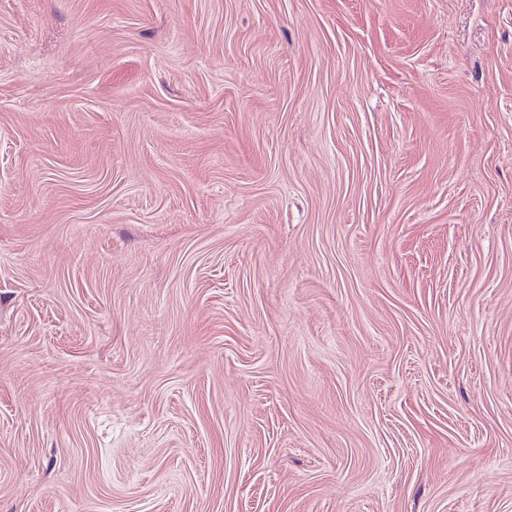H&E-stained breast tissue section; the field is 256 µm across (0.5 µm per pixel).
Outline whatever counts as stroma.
I'll return each instance as SVG.
<instances>
[{"instance_id": "obj_1", "label": "stroma", "mask_w": 512, "mask_h": 512, "mask_svg": "<svg viewBox=\"0 0 512 512\" xmlns=\"http://www.w3.org/2000/svg\"><path fill=\"white\" fill-rule=\"evenodd\" d=\"M0 512H512V0H0Z\"/></svg>"}]
</instances>
